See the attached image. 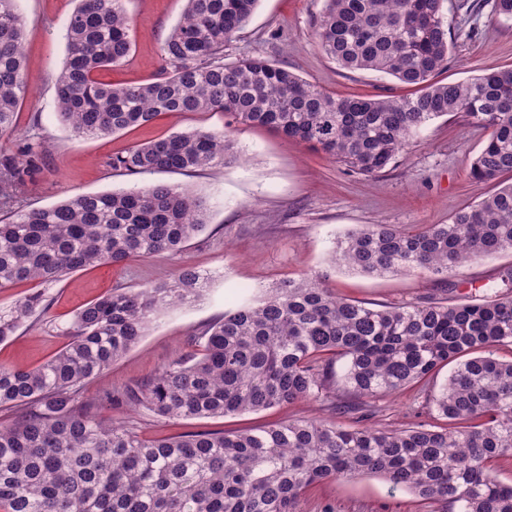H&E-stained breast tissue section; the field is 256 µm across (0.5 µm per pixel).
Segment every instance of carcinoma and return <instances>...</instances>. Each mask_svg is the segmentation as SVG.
<instances>
[{
  "instance_id": "carcinoma-1",
  "label": "carcinoma",
  "mask_w": 512,
  "mask_h": 512,
  "mask_svg": "<svg viewBox=\"0 0 512 512\" xmlns=\"http://www.w3.org/2000/svg\"><path fill=\"white\" fill-rule=\"evenodd\" d=\"M258 2L187 0L162 45L159 76L112 86L98 74L131 52L123 0H78L54 76L61 122L81 138L146 126L163 112H226L369 176L406 152L431 120L463 113L489 130L471 176L512 175V68L438 80L454 48L446 0H324L317 19L323 53L341 69L416 87L399 98H338L262 56L224 61V45ZM492 17L512 20V0H492ZM24 43L16 0H0V139L15 134L26 96ZM236 160L224 133L197 129L135 143L112 157V170L196 172ZM36 171L30 148L0 154V288L47 286L86 267L176 253L209 223L207 199L171 183L19 209V192ZM502 252L512 253V182L447 224L350 231L331 261L367 275L428 272L452 292L459 282L448 275ZM500 281L501 291L477 303L378 305L304 274L224 311L199 333L192 355L117 397L169 420L310 400L353 414L361 400L428 383L447 366L427 399L444 420L439 430L425 422L378 430L304 419L151 439L103 423L81 387L135 345L157 312L198 297L206 280L186 266L170 285L114 289L75 314L63 329L69 342L47 362L27 370L0 364V408L24 409L0 423V512H299L310 486L365 476L411 491L427 512H512V484L491 469L512 458V359L498 357L512 349V267ZM48 307L37 289L1 310L0 342Z\"/></svg>"
}]
</instances>
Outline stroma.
I'll list each match as a JSON object with an SVG mask.
<instances>
[{"label":"stroma","mask_w":512,"mask_h":512,"mask_svg":"<svg viewBox=\"0 0 512 512\" xmlns=\"http://www.w3.org/2000/svg\"><path fill=\"white\" fill-rule=\"evenodd\" d=\"M323 0H260L249 24L224 47L228 61L264 56L288 64L303 78L336 95L366 93L379 97L405 94L396 79L371 71L338 69L323 53L316 20ZM75 0H18L26 27L27 94L17 131L0 149L17 154L39 145V169L20 196L22 205L48 207L76 194L131 188L151 181L175 183L207 197L210 222L180 252L151 258L130 257L65 275L46 288L48 311L30 319L0 343V363L30 369L54 357L67 343L61 330L90 301L115 288L137 290L173 281L185 265L210 276L200 301L161 313L139 343L82 387L84 398L98 402L100 414L113 424L154 438L194 431L255 429L283 420H332L321 401L281 405L257 413L171 422L145 409L106 407V394L147 379L194 348L199 330L227 310V296L261 290L306 273H319L341 295L381 305L443 297L429 274L402 272L368 276L330 262L338 237L367 224L411 229L445 224L459 208L478 203L493 182L471 178L470 166L487 131L461 116L430 121L410 149L383 172L362 176L261 127L232 124L222 112L164 113L149 126L114 135L74 137L55 104L54 75L66 54V23ZM132 19V50L127 62L100 72L115 85L152 81L162 70L161 47L180 21L185 0H125ZM444 13L460 35L441 73L458 81L483 70L512 66V22L490 19L491 0H446ZM196 128L224 132L239 152L236 164L193 173L116 174L110 161L130 145ZM512 266V253L470 263L459 274L462 293L473 298L496 291L499 274ZM427 394L413 386L399 394L368 400L365 425L379 430L433 422ZM301 512H422L408 491L391 489L377 476L327 482L309 489Z\"/></svg>","instance_id":"stroma-1"}]
</instances>
